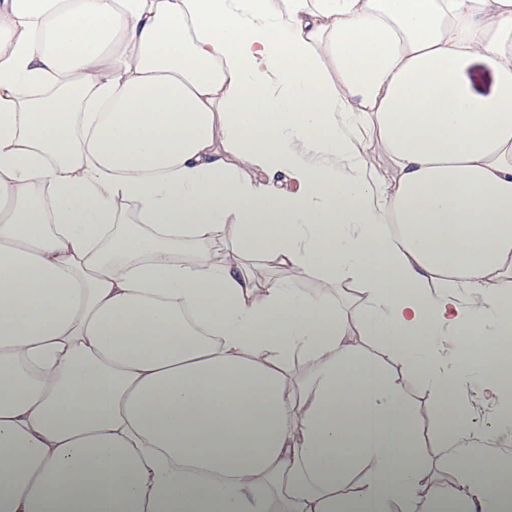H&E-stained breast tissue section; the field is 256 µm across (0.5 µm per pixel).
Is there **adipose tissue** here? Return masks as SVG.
I'll return each instance as SVG.
<instances>
[{"instance_id": "1", "label": "adipose tissue", "mask_w": 512, "mask_h": 512, "mask_svg": "<svg viewBox=\"0 0 512 512\" xmlns=\"http://www.w3.org/2000/svg\"><path fill=\"white\" fill-rule=\"evenodd\" d=\"M474 374L512 396V0H0V512H512ZM249 261L255 279L258 277L260 279H265L266 282L271 279L280 280L292 285L294 288L301 289L300 281L304 280V277L309 278L308 275L298 271L297 269L273 267L264 259L259 257H254ZM357 340H366L379 353L377 356L383 364L399 375L405 396L410 400L423 425L428 429L435 418V411L427 392V387L421 379L417 375L405 370L395 358L385 352V349L376 340L369 339V336H361ZM420 459L423 463L428 464L434 471L436 479H442L446 476L452 477V482L458 479L457 471L454 469L451 461L444 459L438 452L437 448L424 446L421 448Z\"/></svg>"}]
</instances>
